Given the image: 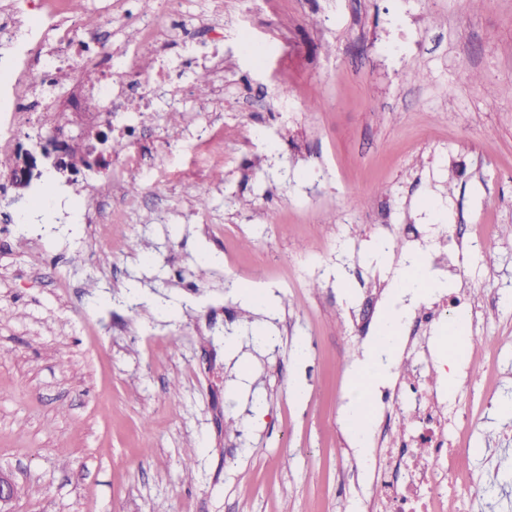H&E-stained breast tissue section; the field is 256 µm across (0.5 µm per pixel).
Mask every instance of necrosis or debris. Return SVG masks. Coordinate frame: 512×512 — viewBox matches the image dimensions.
Instances as JSON below:
<instances>
[{"label":"necrosis or debris","instance_id":"necrosis-or-debris-1","mask_svg":"<svg viewBox=\"0 0 512 512\" xmlns=\"http://www.w3.org/2000/svg\"><path fill=\"white\" fill-rule=\"evenodd\" d=\"M182 0H153L140 21L142 43L162 52L158 37L175 17ZM72 50L68 58L74 78L62 98L42 102L44 90L53 86L55 51ZM12 53L0 55V148L11 145L20 126L28 124L61 132V118L76 113L84 125H100L117 107L137 112L158 108L157 91L171 84L179 66L165 61L152 73L142 72L135 59H127L116 78L86 86L84 71L111 62L112 49L98 35L85 31L70 17L67 0H57L46 22L34 23L30 38L11 45ZM410 404L417 427L377 449L372 474L383 512H448L442 482L454 473L457 455L448 446L447 418L441 393L432 385L407 389L397 382L382 395V410Z\"/></svg>","mask_w":512,"mask_h":512}]
</instances>
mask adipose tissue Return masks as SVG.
Masks as SVG:
<instances>
[{
    "instance_id": "adipose-tissue-1",
    "label": "adipose tissue",
    "mask_w": 512,
    "mask_h": 512,
    "mask_svg": "<svg viewBox=\"0 0 512 512\" xmlns=\"http://www.w3.org/2000/svg\"><path fill=\"white\" fill-rule=\"evenodd\" d=\"M398 315L386 317L376 346L369 350L362 361L358 362L357 370L352 377V388L356 395L346 413L352 435L358 441H366L372 420L371 403L367 391L371 386L381 382L387 369L381 361L383 354L389 352L397 343L399 331Z\"/></svg>"
}]
</instances>
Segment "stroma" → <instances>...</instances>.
<instances>
[{"label": "stroma", "instance_id": "35a3bbf8", "mask_svg": "<svg viewBox=\"0 0 512 512\" xmlns=\"http://www.w3.org/2000/svg\"><path fill=\"white\" fill-rule=\"evenodd\" d=\"M107 2L71 13L117 72L141 34ZM178 19L167 52L208 93L190 77L170 108L113 115L126 149L103 167L0 190L13 512H372L349 377L388 311L405 327L437 302L395 295L413 256L466 303L428 339L441 366L462 318L446 491L512 512V0H183Z\"/></svg>", "mask_w": 512, "mask_h": 512}]
</instances>
